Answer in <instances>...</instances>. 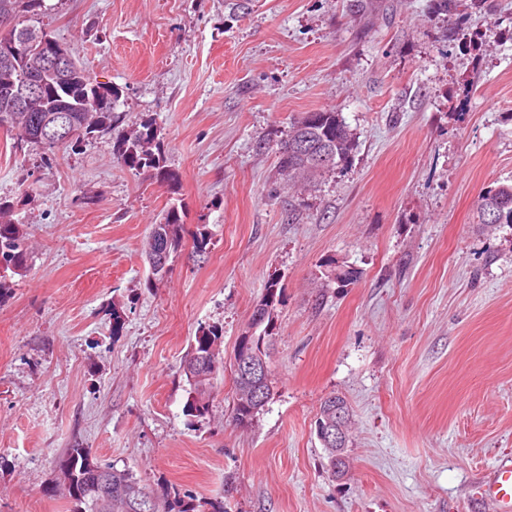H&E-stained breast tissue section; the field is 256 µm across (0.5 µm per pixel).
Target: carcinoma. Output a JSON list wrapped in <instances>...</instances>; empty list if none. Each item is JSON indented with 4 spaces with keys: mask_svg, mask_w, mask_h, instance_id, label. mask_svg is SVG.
<instances>
[{
    "mask_svg": "<svg viewBox=\"0 0 512 512\" xmlns=\"http://www.w3.org/2000/svg\"><path fill=\"white\" fill-rule=\"evenodd\" d=\"M40 0H0V43L12 39L20 40L23 32L31 30L29 26L12 24L28 13L36 10ZM30 73L16 67L0 56V124L9 125L8 131L15 133L18 139L41 145L39 129L34 121V112L11 111L10 100L5 91L22 83ZM72 79L85 88L99 87L101 83L93 81L87 69L74 62ZM112 104L105 99L93 97L74 101L68 121L85 131V136L103 132L112 128L115 107L120 92L114 86ZM157 137L156 122L145 119L135 124L115 146L114 156L118 163L136 171L153 173L160 182L173 188L179 181L178 174L167 169L161 153L153 151ZM354 149V134L337 112H306L289 122L287 138L276 144V154L280 174L290 184L301 183L310 186L322 175L331 172L346 161ZM12 204L0 199V261L4 270L21 274L28 268V249L22 225L11 218ZM478 223L492 228L500 224L512 225V185H502L479 196L476 202ZM183 219L178 208L172 206L165 211L163 221L153 225L149 238L152 242L146 246L159 248L172 255L181 249L183 239ZM281 288L279 281L267 282L265 293L259 303L268 307L260 335L270 339L275 329V312L279 305ZM222 329L217 326L203 327L195 337V343L184 358V373L191 385L192 396L188 409L199 414L206 412L207 395L213 387L217 372L224 367L221 356ZM263 406L250 402L241 409L233 408L232 422H252ZM60 485L74 504L72 512H94L93 503L98 488L105 483L112 484L111 512H137V501L151 497L154 499V512H224L222 506H209L207 501H196L190 497H181L180 492L167 491L165 495L152 494L127 470H119L112 465H101L92 458L88 448H70L57 464Z\"/></svg>",
    "mask_w": 512,
    "mask_h": 512,
    "instance_id": "cac0c4a2",
    "label": "carcinoma"
}]
</instances>
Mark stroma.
I'll return each mask as SVG.
<instances>
[{"label": "stroma", "mask_w": 512, "mask_h": 512, "mask_svg": "<svg viewBox=\"0 0 512 512\" xmlns=\"http://www.w3.org/2000/svg\"><path fill=\"white\" fill-rule=\"evenodd\" d=\"M24 22L121 98L52 156L0 131L30 252L0 292V512H71L51 483L76 447L225 512H486L481 477L512 456V226L474 204L512 184V0H41ZM327 110L351 156L288 185L273 142ZM148 118L176 187L113 154ZM172 205L211 245L156 281L144 245ZM274 276V396L240 428L235 345ZM208 325L225 367L200 415L183 359ZM333 392L341 480L315 431ZM328 401H332V405L336 406V401L339 403H342L344 405V410H347V414L349 416V424H350V407L347 403V401L344 399V397L336 394H330L326 398H324L319 407V412L317 414L316 419V433L318 436V426L320 421L324 419L325 413H326V406ZM346 412H338L336 411V416L334 415L333 418L336 420V429L334 427L333 421L326 416L324 421L321 422L322 424V435L320 437L321 441L334 453L336 454V463L337 462H345L344 468L342 466L336 467V464L334 463L332 457L333 453L329 451L323 444V447L328 452L329 462H330V469L334 476H338V479H343L347 473H345L346 469L350 468V462L349 459L347 460V420H346ZM336 448H332L333 446ZM346 468V469H345ZM337 472V474H336Z\"/></svg>", "instance_id": "obj_1"}]
</instances>
